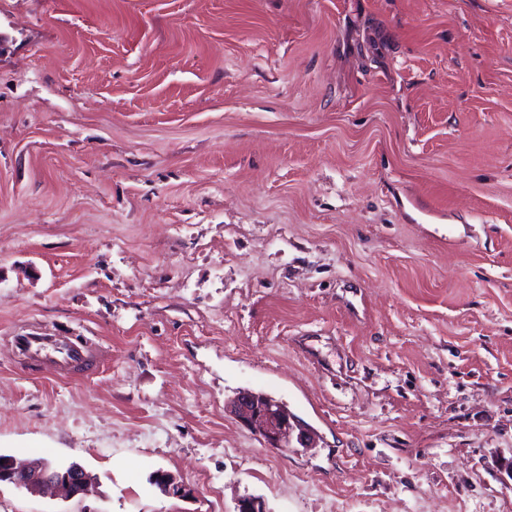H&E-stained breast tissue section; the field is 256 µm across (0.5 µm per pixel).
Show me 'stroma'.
Returning <instances> with one entry per match:
<instances>
[{
  "instance_id": "1",
  "label": "stroma",
  "mask_w": 512,
  "mask_h": 512,
  "mask_svg": "<svg viewBox=\"0 0 512 512\" xmlns=\"http://www.w3.org/2000/svg\"><path fill=\"white\" fill-rule=\"evenodd\" d=\"M0 454L97 482L0 512H512V0H0ZM11 338L16 352L32 363L54 366L59 376L67 375L71 369L92 357L87 348L54 336L29 334ZM279 405L281 404L277 401L259 399L253 391L242 390L232 401L231 412L269 448H293V438L298 444L308 448L311 445L310 431ZM155 486L166 497L188 498L194 495V490L184 482L178 481L167 471L158 470L154 477Z\"/></svg>"
}]
</instances>
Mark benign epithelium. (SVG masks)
I'll return each mask as SVG.
<instances>
[{"mask_svg": "<svg viewBox=\"0 0 512 512\" xmlns=\"http://www.w3.org/2000/svg\"><path fill=\"white\" fill-rule=\"evenodd\" d=\"M231 412L244 426L258 435L269 448L278 450L292 447V442L309 447L310 431L278 406V402L264 400L250 390L240 391L231 404ZM155 486L166 497L188 498L194 490L167 471L156 472ZM25 487L31 491L52 489L71 500L87 495L92 483L89 475L78 465H58L41 458L19 464L11 457L0 455V485Z\"/></svg>", "mask_w": 512, "mask_h": 512, "instance_id": "obj_1", "label": "benign epithelium"}]
</instances>
